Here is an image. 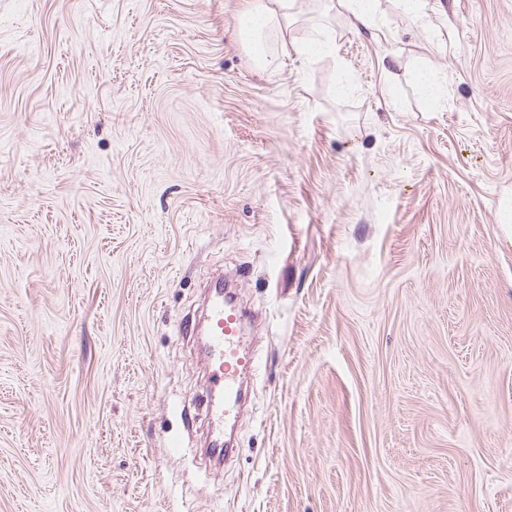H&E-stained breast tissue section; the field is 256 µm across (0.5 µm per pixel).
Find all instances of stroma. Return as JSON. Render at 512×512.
I'll list each match as a JSON object with an SVG mask.
<instances>
[{"label": "stroma", "instance_id": "stroma-1", "mask_svg": "<svg viewBox=\"0 0 512 512\" xmlns=\"http://www.w3.org/2000/svg\"><path fill=\"white\" fill-rule=\"evenodd\" d=\"M246 6L0 0V512H512V0H296L270 75ZM217 271L261 367L208 465ZM345 7L349 11L354 27L367 26L377 20L379 13V0H344Z\"/></svg>", "mask_w": 512, "mask_h": 512}]
</instances>
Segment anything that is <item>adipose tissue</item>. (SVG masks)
Segmentation results:
<instances>
[{
  "label": "adipose tissue",
  "instance_id": "adipose-tissue-1",
  "mask_svg": "<svg viewBox=\"0 0 512 512\" xmlns=\"http://www.w3.org/2000/svg\"><path fill=\"white\" fill-rule=\"evenodd\" d=\"M291 0H248L242 15L241 31L253 61L259 70H275L281 63L280 54L271 51L269 35L285 36L291 18Z\"/></svg>",
  "mask_w": 512,
  "mask_h": 512
}]
</instances>
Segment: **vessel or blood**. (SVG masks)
Wrapping results in <instances>:
<instances>
[{
	"label": "vessel or blood",
	"instance_id": "vessel-or-blood-1",
	"mask_svg": "<svg viewBox=\"0 0 512 512\" xmlns=\"http://www.w3.org/2000/svg\"><path fill=\"white\" fill-rule=\"evenodd\" d=\"M214 288L204 331L210 394L216 399L211 411L216 426L220 427L237 415L242 378L254 370L255 361L241 345L244 311L233 300L232 290L226 289L223 282H215Z\"/></svg>",
	"mask_w": 512,
	"mask_h": 512
}]
</instances>
